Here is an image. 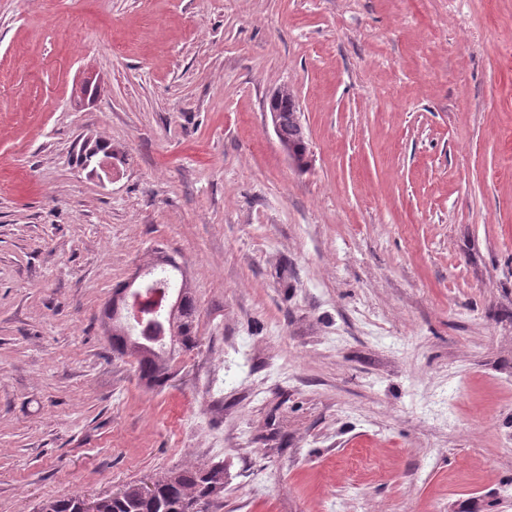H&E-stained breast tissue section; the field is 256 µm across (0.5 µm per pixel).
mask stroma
Here are the masks:
<instances>
[{"mask_svg": "<svg viewBox=\"0 0 512 512\" xmlns=\"http://www.w3.org/2000/svg\"><path fill=\"white\" fill-rule=\"evenodd\" d=\"M156 256L162 386L103 325ZM210 462V512H512V0H0V512ZM278 92L280 94L275 96L271 108L277 111L281 132L280 141L288 151L289 157L299 165L304 164L308 140L300 119V112L296 111L294 94L287 87ZM159 265H168L171 271L179 272L180 281H172L168 274H163L152 278L149 288H131L132 285L126 283L115 292L122 297L117 301L113 299L112 306L104 312L108 319L105 326L112 336V348L121 356L135 358L141 378L155 385H163L172 377L174 350L170 348V341L175 339L176 345L188 349L195 344L193 323L197 313L191 287L180 266L171 258H159L147 263L146 267L155 269ZM137 289H145V296L159 297L157 300L149 298L142 322L130 321L127 317V301ZM167 295H171L172 300L162 308L161 302ZM120 309L125 312L122 316ZM143 324L150 332L148 336L137 332Z\"/></svg>", "mask_w": 512, "mask_h": 512, "instance_id": "obj_1", "label": "stroma"}]
</instances>
